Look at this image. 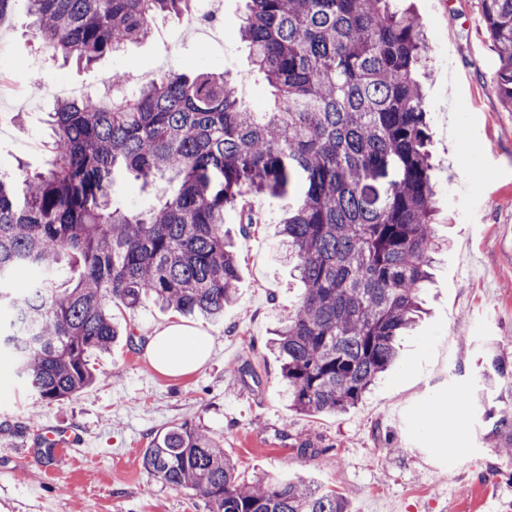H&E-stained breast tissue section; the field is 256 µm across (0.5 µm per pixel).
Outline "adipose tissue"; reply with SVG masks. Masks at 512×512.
<instances>
[{
  "label": "adipose tissue",
  "instance_id": "ef3b65f1",
  "mask_svg": "<svg viewBox=\"0 0 512 512\" xmlns=\"http://www.w3.org/2000/svg\"><path fill=\"white\" fill-rule=\"evenodd\" d=\"M211 348L212 338L206 332L171 324L149 337L145 353L160 372L176 375L200 367Z\"/></svg>",
  "mask_w": 512,
  "mask_h": 512
}]
</instances>
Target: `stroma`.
Listing matches in <instances>:
<instances>
[{
  "label": "stroma",
  "instance_id": "stroma-1",
  "mask_svg": "<svg viewBox=\"0 0 512 512\" xmlns=\"http://www.w3.org/2000/svg\"><path fill=\"white\" fill-rule=\"evenodd\" d=\"M399 6L415 14L431 45L416 78L428 113L442 250L423 295L427 313L402 339L398 364L347 412L289 409L270 341L301 288L278 233L282 201L249 192L258 224L240 244L237 301L221 321H187L213 339L200 368L169 376L152 366L147 336L179 317L151 301L124 311L135 336L91 355L99 379L74 399L34 403L0 362V512H206L194 491L155 481L141 464L152 440L178 423L205 429L244 476L312 472L348 499L350 512H512V455L485 440L479 395L490 348L512 360V110L492 84L498 57L479 0ZM242 8V0H224L220 46L188 39L172 53L154 32L88 67L50 58L38 68L18 0L0 25L10 59L0 86V170L20 182L45 167L53 88L62 80L100 92L117 73L226 71L245 76L241 93L253 107L272 105L270 88L247 74ZM169 190L163 180L144 187L122 175L112 197L141 210ZM49 423L82 434L87 452L75 462L55 459L41 444ZM298 435L319 456L298 453Z\"/></svg>",
  "mask_w": 512,
  "mask_h": 512
}]
</instances>
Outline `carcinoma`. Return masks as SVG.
Listing matches in <instances>:
<instances>
[{
	"instance_id": "obj_1",
	"label": "carcinoma",
	"mask_w": 512,
	"mask_h": 512,
	"mask_svg": "<svg viewBox=\"0 0 512 512\" xmlns=\"http://www.w3.org/2000/svg\"><path fill=\"white\" fill-rule=\"evenodd\" d=\"M51 57L91 63L147 38L157 19L193 16L196 0H27ZM240 38L273 105L253 112L222 73L168 74L129 96L61 97L49 167L0 174V351L36 401H65L95 382L89 353L112 351V307L146 300L183 316L224 317L239 281L224 212L243 189L284 202L281 234L303 292L276 331L290 407L338 413L394 363L416 322L436 253L426 112L414 79L431 47L394 0H244ZM512 107V0H480ZM165 177L170 194L140 213L114 205L115 177ZM78 269L74 287L61 255ZM499 405L486 439L512 453V362L487 357ZM155 480L190 489L206 512H348L314 478L248 480L221 445L180 423L142 457Z\"/></svg>"
}]
</instances>
